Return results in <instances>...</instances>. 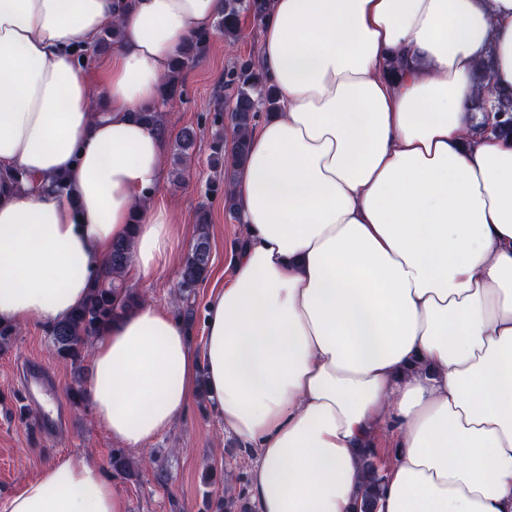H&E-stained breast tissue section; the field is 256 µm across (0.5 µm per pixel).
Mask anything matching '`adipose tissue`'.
I'll use <instances>...</instances> for the list:
<instances>
[{"instance_id":"adipose-tissue-1","label":"adipose tissue","mask_w":512,"mask_h":512,"mask_svg":"<svg viewBox=\"0 0 512 512\" xmlns=\"http://www.w3.org/2000/svg\"><path fill=\"white\" fill-rule=\"evenodd\" d=\"M223 7L0 0V325L67 318L117 240L129 280L177 263L166 143L136 114ZM258 65L279 110L232 186L245 243L203 347L152 302L122 315L92 347L96 421L140 449L205 394L256 512H356L357 450L384 436L376 512H512V139L473 109L512 95V0H273ZM0 512L125 508L64 460Z\"/></svg>"}]
</instances>
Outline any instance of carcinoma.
Wrapping results in <instances>:
<instances>
[{"label": "carcinoma", "instance_id": "cac0c4a2", "mask_svg": "<svg viewBox=\"0 0 512 512\" xmlns=\"http://www.w3.org/2000/svg\"><path fill=\"white\" fill-rule=\"evenodd\" d=\"M269 3L270 0H224V10L217 17L215 26L224 33L225 40L234 43L240 38L242 15H249L254 21L260 22L268 12ZM209 40V32L197 33L171 61L164 78L161 100L167 101L176 95L181 74L198 57ZM224 97L229 100L224 111L227 112L226 119L232 128L233 141L228 152L219 141L213 146L211 168L223 171L224 177L214 179L209 185V192H223L224 208L233 215L235 204L231 186L238 167L247 156L250 134L256 126L258 113L277 111L278 102L274 86L248 59L238 60L224 71ZM492 112V132L500 136H512V95L498 100ZM139 116L155 125L164 139H169V131L158 108L145 110ZM196 140L197 132L190 127L183 129L175 139V175L181 174V165L189 157V151L195 148ZM208 224L209 211L202 206L196 217V237L184 258L178 284L180 299L186 303L184 318L189 323L194 319L191 298L195 295L196 288L207 279L210 268ZM131 261V240L114 242L104 271L93 282L87 300L66 320L47 328L56 357L77 372L84 369L91 341L99 337L113 320L144 300L135 289L121 285L124 272ZM363 461L366 478L360 490L359 512H375L383 484L376 449H365ZM112 470L130 478L134 476L132 462L120 451L112 455Z\"/></svg>", "mask_w": 512, "mask_h": 512}]
</instances>
